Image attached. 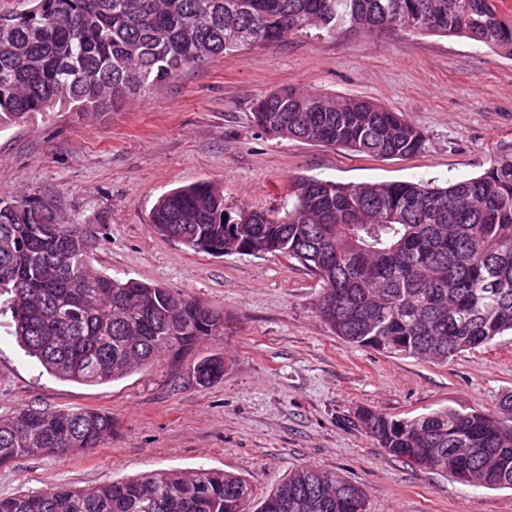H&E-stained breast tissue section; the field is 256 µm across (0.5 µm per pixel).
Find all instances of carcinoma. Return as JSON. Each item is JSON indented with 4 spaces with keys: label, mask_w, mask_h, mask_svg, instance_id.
Returning a JSON list of instances; mask_svg holds the SVG:
<instances>
[{
    "label": "carcinoma",
    "mask_w": 512,
    "mask_h": 512,
    "mask_svg": "<svg viewBox=\"0 0 512 512\" xmlns=\"http://www.w3.org/2000/svg\"><path fill=\"white\" fill-rule=\"evenodd\" d=\"M402 27L464 36L512 57V17L498 0H28L0 13V127L58 107L107 112L180 69L303 33ZM240 32L235 39L232 33ZM255 124L281 138L381 158L422 150L400 112L363 98L335 102L281 88L260 98ZM150 230L216 254H281L318 276L317 310L358 347L446 363L512 333V156L444 185L301 179L279 216L228 212L209 181L163 194ZM92 224H60L36 196L0 199V306L28 356L52 377L99 385L162 353L177 359L224 335V315L158 284L89 269ZM224 376L206 356L192 379ZM357 421L398 460L482 487L512 489V395L500 412L439 409L395 418L361 408ZM115 421L89 409L29 408L0 418V467L22 457L67 456L101 446ZM247 482L220 470H164L76 492L51 487L0 498V512H247ZM364 493L305 465L258 512H364Z\"/></svg>",
    "instance_id": "obj_1"
}]
</instances>
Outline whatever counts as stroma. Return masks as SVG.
I'll use <instances>...</instances> for the list:
<instances>
[{
	"label": "stroma",
	"mask_w": 512,
	"mask_h": 512,
	"mask_svg": "<svg viewBox=\"0 0 512 512\" xmlns=\"http://www.w3.org/2000/svg\"><path fill=\"white\" fill-rule=\"evenodd\" d=\"M284 87L402 112L424 147L383 159L274 137L251 112ZM511 147L512 58L402 28L311 29L183 68L114 111L59 109L0 128V196L42 194L62 222L98 225L96 270L164 285L224 314L223 336L199 350L88 386L48 375L0 312V417L83 408L117 423L101 448L0 467V497L211 469L245 479L255 507L292 469L313 465L360 485L366 512H512V489L394 459L355 419L361 407L397 418L497 411L512 394V335L445 364L358 347L319 316L321 284L298 261L194 252L149 230L158 197L200 181L222 187L227 210L280 214L301 178L441 183L481 174ZM211 355L223 358L224 375L197 386L192 368Z\"/></svg>",
	"instance_id": "1"
}]
</instances>
